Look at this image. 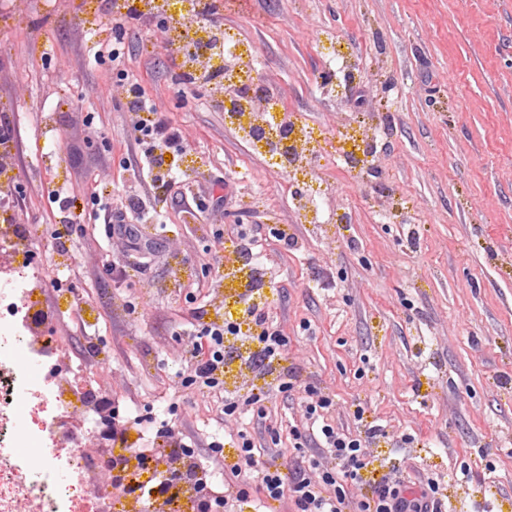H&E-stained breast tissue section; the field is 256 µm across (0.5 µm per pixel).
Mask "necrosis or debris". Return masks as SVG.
<instances>
[{
  "instance_id": "obj_1",
  "label": "necrosis or debris",
  "mask_w": 512,
  "mask_h": 512,
  "mask_svg": "<svg viewBox=\"0 0 512 512\" xmlns=\"http://www.w3.org/2000/svg\"><path fill=\"white\" fill-rule=\"evenodd\" d=\"M138 2L141 11L167 15L187 72L202 81L219 76V91L252 84L249 44L234 40L230 57L214 47L212 28L190 25L203 0ZM224 116L256 152L289 173L303 171L307 156L321 151L312 128L286 111L276 93H269L266 112L255 111L242 97ZM31 265L26 231L15 227L13 238L0 240V380L8 381L13 396L10 405H0V512H193V486L173 484L156 491V468L143 463L141 449L131 445L110 448L100 466L120 464L133 492L111 493L92 485L82 463L87 439L70 423L88 401L47 369L54 348L33 333L46 313Z\"/></svg>"
}]
</instances>
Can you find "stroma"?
Masks as SVG:
<instances>
[{
	"label": "stroma",
	"mask_w": 512,
	"mask_h": 512,
	"mask_svg": "<svg viewBox=\"0 0 512 512\" xmlns=\"http://www.w3.org/2000/svg\"><path fill=\"white\" fill-rule=\"evenodd\" d=\"M77 2L0 0L9 201L32 229L69 377L139 420L130 437L142 447L171 421L215 490L242 434L258 451L336 467L290 435L306 426L309 388L332 399V425L381 426L367 447L377 475L412 492L438 482L447 512H512V0H224L222 30L328 139L311 166L316 224L299 222L293 178L241 139L211 88L179 84L164 17L120 25L112 0L89 12ZM133 83L182 131L181 184L161 188L145 168ZM365 130L377 152L355 170L336 144ZM116 216L138 225L136 244L113 236ZM240 231L267 265L265 307L286 347L273 374L225 376L223 398L242 404L226 417L210 390L173 385L198 331L192 309L223 307L235 287L210 260ZM292 373L298 389L251 405Z\"/></svg>",
	"instance_id": "35a3bbf8"
}]
</instances>
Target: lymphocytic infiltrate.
Instances as JSON below:
<instances>
[{
  "label": "lymphocytic infiltrate",
  "instance_id": "obj_1",
  "mask_svg": "<svg viewBox=\"0 0 512 512\" xmlns=\"http://www.w3.org/2000/svg\"><path fill=\"white\" fill-rule=\"evenodd\" d=\"M129 95V107L138 115L136 129L166 150L165 155L151 158L150 167L163 168L166 154L185 153L179 129L164 118L155 106L143 100L139 87H131ZM246 313L258 329L256 340L259 347L254 353V362L272 366L282 355L284 339L269 324L267 314L259 304H249ZM238 332V325L232 323L202 325L200 334L207 339L208 352L194 367L196 379L211 388L223 387L226 364L224 336ZM380 433V427L372 426L367 436L361 437L324 424L321 428L323 445L336 456L338 467L323 471L316 480L299 469L285 473L271 468L267 460L254 451L250 442H242L236 460L227 466L231 483L224 494L211 496L210 502L214 507L222 508L233 501L237 505L253 508L254 512H259L266 501L284 498L290 499L294 512H445L444 502L433 483L419 495L412 496L403 482L385 479L378 483L372 496L359 500L347 498L345 484L359 483L363 471L373 463L366 451L367 439L376 438Z\"/></svg>",
  "mask_w": 512,
  "mask_h": 512
}]
</instances>
